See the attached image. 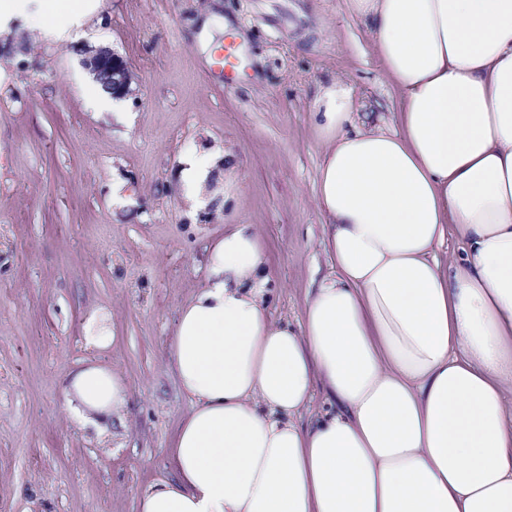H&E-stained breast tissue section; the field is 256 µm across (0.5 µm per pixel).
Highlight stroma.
Instances as JSON below:
<instances>
[{
    "instance_id": "stroma-1",
    "label": "stroma",
    "mask_w": 512,
    "mask_h": 512,
    "mask_svg": "<svg viewBox=\"0 0 512 512\" xmlns=\"http://www.w3.org/2000/svg\"><path fill=\"white\" fill-rule=\"evenodd\" d=\"M0 33V512H137L169 476L191 403L166 360L177 313L201 289L205 251L228 224L255 225L269 311L298 325L329 271L320 246L323 148L315 101L335 79L355 111L392 118L398 92L348 0H96L69 37L26 19ZM243 53L233 88L212 70ZM122 57L133 93L87 104L86 49ZM225 152L191 209L183 153ZM103 315L107 348L85 341ZM98 364L123 376L118 447L72 416L59 380Z\"/></svg>"
}]
</instances>
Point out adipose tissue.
<instances>
[{"instance_id":"obj_1","label":"adipose tissue","mask_w":512,"mask_h":512,"mask_svg":"<svg viewBox=\"0 0 512 512\" xmlns=\"http://www.w3.org/2000/svg\"><path fill=\"white\" fill-rule=\"evenodd\" d=\"M348 6L399 92L396 122L356 121L342 81L318 100L330 271L298 328L269 314L254 225L208 247L168 347L192 408L139 512H512V0ZM93 8L44 0L33 24ZM215 161L183 157L190 206L212 196ZM60 385L109 435L123 378L89 364ZM319 392L332 412L301 425Z\"/></svg>"}]
</instances>
